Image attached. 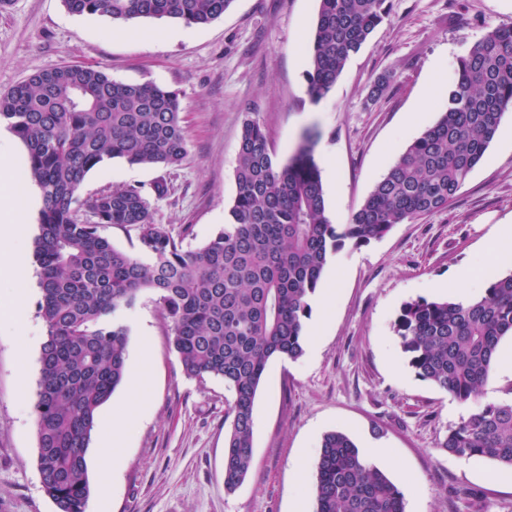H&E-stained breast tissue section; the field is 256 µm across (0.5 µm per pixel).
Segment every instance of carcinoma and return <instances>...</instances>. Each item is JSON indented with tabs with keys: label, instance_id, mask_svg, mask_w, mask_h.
<instances>
[{
	"label": "carcinoma",
	"instance_id": "cac0c4a2",
	"mask_svg": "<svg viewBox=\"0 0 512 512\" xmlns=\"http://www.w3.org/2000/svg\"><path fill=\"white\" fill-rule=\"evenodd\" d=\"M68 12L115 22L167 19L187 28L224 16L233 0H62ZM306 50L308 93L333 90L351 55L388 16L390 0H319ZM512 110V26L466 45L438 119L388 167L347 224L326 214L315 138L277 159L259 122L245 116L228 222L187 249L154 222L139 186L79 191L95 168L121 159L172 168L190 146L180 92L123 83L91 64L37 72L0 93V122L25 145L43 199L34 258L46 327L34 410L38 470L56 512H85L87 454L101 407L126 374L129 327L122 311L155 296L172 322L183 374L221 378L231 394L224 422V490L253 464L255 400L269 364L304 353L305 320L329 259L396 224L448 208ZM137 231L138 251L116 248L107 227ZM393 328L416 376L463 404H476L512 338V271L463 304L406 302ZM449 455L512 471V398L476 404L440 442ZM314 512H405L404 495L343 431L326 433L316 462Z\"/></svg>",
	"mask_w": 512,
	"mask_h": 512
}]
</instances>
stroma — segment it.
I'll return each instance as SVG.
<instances>
[{
  "instance_id": "35a3bbf8",
  "label": "stroma",
  "mask_w": 512,
  "mask_h": 512,
  "mask_svg": "<svg viewBox=\"0 0 512 512\" xmlns=\"http://www.w3.org/2000/svg\"><path fill=\"white\" fill-rule=\"evenodd\" d=\"M318 8L319 0H234L217 21L187 28L74 15L62 0H12L0 10V92L67 64H95L119 82L179 91L189 159L167 169L115 159L91 171L80 194L148 188L165 178L169 192L152 200L153 217L185 247L204 245L224 224L248 115L282 161L305 133L315 134L327 215L345 224L392 160L437 119L465 45L489 24L512 25V0H391L388 19L315 103L304 53ZM383 74L391 83L373 95ZM503 224L512 225V111L452 205L331 258L318 286L331 297L305 321L318 345L298 360L271 363L255 402L252 468L232 493L224 490V382L183 375L172 324L144 292L125 317L127 370L147 381L134 392L118 387L101 409L87 457L86 512H293L298 503L313 512L319 447L336 429L359 448H387L378 467L402 490L405 512H512V473L440 448L460 420L458 403L416 376L393 330L405 302L454 296L460 271L470 272L467 286L477 295L486 285L483 268L512 269V251L493 261L483 249ZM38 233L34 216L14 243L26 256L28 327L17 332L0 323V512H56L37 469L34 393L46 334ZM119 402L134 411L122 428L125 462L104 472L96 449Z\"/></svg>"
}]
</instances>
